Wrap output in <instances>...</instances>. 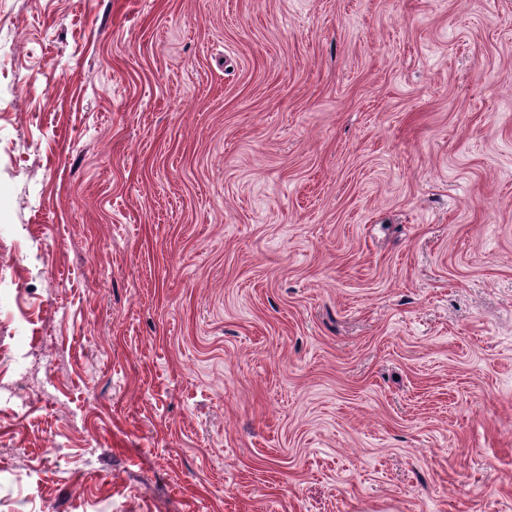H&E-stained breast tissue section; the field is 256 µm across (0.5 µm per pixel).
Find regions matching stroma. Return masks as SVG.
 I'll list each match as a JSON object with an SVG mask.
<instances>
[{"instance_id":"obj_1","label":"stroma","mask_w":512,"mask_h":512,"mask_svg":"<svg viewBox=\"0 0 512 512\" xmlns=\"http://www.w3.org/2000/svg\"><path fill=\"white\" fill-rule=\"evenodd\" d=\"M0 512H512V0H0Z\"/></svg>"}]
</instances>
